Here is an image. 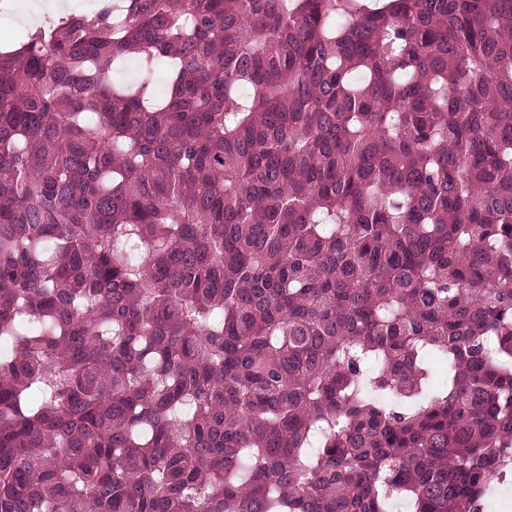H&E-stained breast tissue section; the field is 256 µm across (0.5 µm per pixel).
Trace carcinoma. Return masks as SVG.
Masks as SVG:
<instances>
[{"mask_svg":"<svg viewBox=\"0 0 512 512\" xmlns=\"http://www.w3.org/2000/svg\"><path fill=\"white\" fill-rule=\"evenodd\" d=\"M3 341L0 512H484L512 0H99L0 45Z\"/></svg>","mask_w":512,"mask_h":512,"instance_id":"obj_1","label":"carcinoma"}]
</instances>
